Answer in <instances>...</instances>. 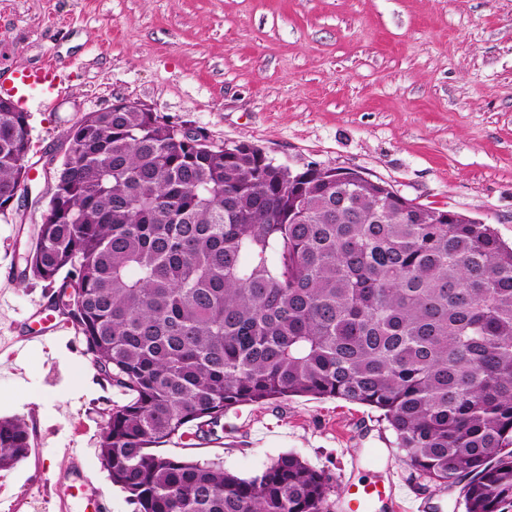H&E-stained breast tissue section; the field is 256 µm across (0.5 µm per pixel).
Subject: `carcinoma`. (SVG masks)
<instances>
[{
    "label": "carcinoma",
    "instance_id": "carcinoma-1",
    "mask_svg": "<svg viewBox=\"0 0 512 512\" xmlns=\"http://www.w3.org/2000/svg\"><path fill=\"white\" fill-rule=\"evenodd\" d=\"M25 112L0 108V202L26 182ZM22 274L48 283L104 379L99 455L135 512H330L300 456L241 478L155 448L292 396L382 412L417 478L512 512V246L358 172L291 173L151 112H89L53 167ZM30 433L0 420V471Z\"/></svg>",
    "mask_w": 512,
    "mask_h": 512
}]
</instances>
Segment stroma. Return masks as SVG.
Here are the masks:
<instances>
[{
  "label": "stroma",
  "instance_id": "35a3bbf8",
  "mask_svg": "<svg viewBox=\"0 0 512 512\" xmlns=\"http://www.w3.org/2000/svg\"><path fill=\"white\" fill-rule=\"evenodd\" d=\"M50 59L59 88L22 106L31 178L0 214V336L14 320L40 330L27 313L53 296L19 258L48 207L47 160L65 159L85 113L119 99L217 142L257 145L294 171H360L512 243V0H0V76ZM124 400L76 330L46 352L0 348V418H25L33 447L0 471L6 502L57 512V486L73 475L67 451L80 448L104 512H134L98 455L106 415ZM41 443L49 455L37 456ZM158 452L242 478L295 453L331 477V512H343L348 482L391 462L425 512H464L460 489L417 479L377 410L340 400L242 405L222 438H175Z\"/></svg>",
  "mask_w": 512,
  "mask_h": 512
}]
</instances>
